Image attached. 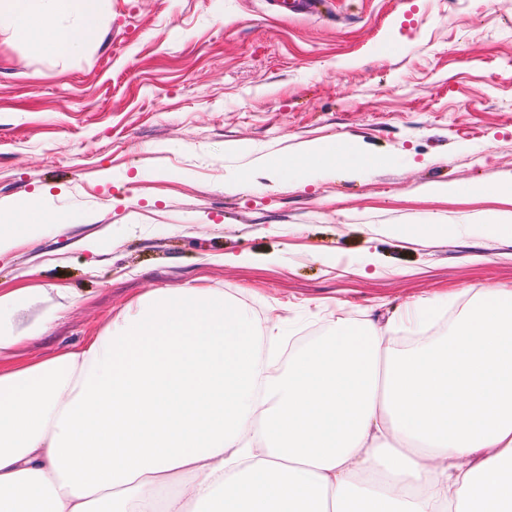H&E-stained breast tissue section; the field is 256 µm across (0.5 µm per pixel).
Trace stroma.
Returning a JSON list of instances; mask_svg holds the SVG:
<instances>
[{"mask_svg":"<svg viewBox=\"0 0 512 512\" xmlns=\"http://www.w3.org/2000/svg\"><path fill=\"white\" fill-rule=\"evenodd\" d=\"M316 141L369 165L263 170ZM429 184L463 192L417 194ZM510 186L512 0H331L308 16L112 0L90 50L64 60L0 33V200L43 197L55 217L0 255V287L41 290L17 323L52 319L20 361L181 286L223 289L300 346L422 297L451 295L455 317L456 289H512V238L385 227L479 224ZM368 252L379 268L361 267ZM55 285L74 300L60 313ZM446 224H390L386 231L403 239H425L442 230Z\"/></svg>","mask_w":512,"mask_h":512,"instance_id":"stroma-1","label":"stroma"}]
</instances>
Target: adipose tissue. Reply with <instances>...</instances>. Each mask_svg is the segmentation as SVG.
<instances>
[{"instance_id":"obj_1","label":"adipose tissue","mask_w":512,"mask_h":512,"mask_svg":"<svg viewBox=\"0 0 512 512\" xmlns=\"http://www.w3.org/2000/svg\"><path fill=\"white\" fill-rule=\"evenodd\" d=\"M112 0H0V32L34 52L92 45ZM322 143L274 161L334 165ZM0 203V249L49 223ZM34 288L0 289V357L49 328L17 327ZM413 303V343L352 320L265 361L277 327L210 288L142 297L76 348L0 366V512H512V289L478 291L449 322Z\"/></svg>"}]
</instances>
